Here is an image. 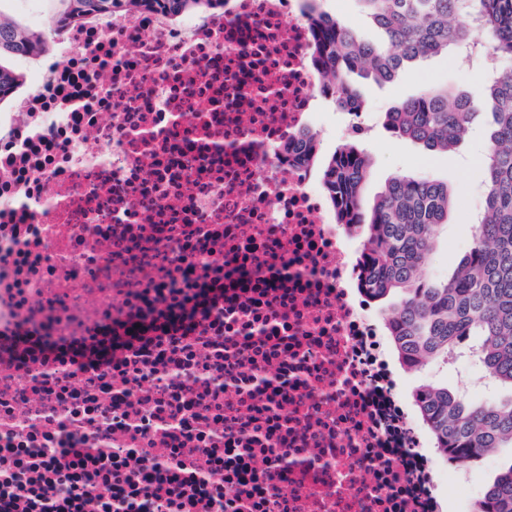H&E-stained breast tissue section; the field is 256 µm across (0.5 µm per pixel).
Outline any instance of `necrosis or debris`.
I'll use <instances>...</instances> for the list:
<instances>
[{
	"label": "necrosis or debris",
	"instance_id": "1",
	"mask_svg": "<svg viewBox=\"0 0 512 512\" xmlns=\"http://www.w3.org/2000/svg\"><path fill=\"white\" fill-rule=\"evenodd\" d=\"M307 10L86 15L0 113V512H466L282 148Z\"/></svg>",
	"mask_w": 512,
	"mask_h": 512
}]
</instances>
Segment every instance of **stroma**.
Returning <instances> with one entry per match:
<instances>
[{
  "mask_svg": "<svg viewBox=\"0 0 512 512\" xmlns=\"http://www.w3.org/2000/svg\"><path fill=\"white\" fill-rule=\"evenodd\" d=\"M319 6L351 27L358 39L384 40L383 31L365 18L356 0H319ZM488 67L512 72V59L491 53L486 57L485 67L463 71L457 68L451 55L441 53L414 62L395 81L386 84L357 73L348 76L350 85L362 101L365 123L364 134L354 140L371 161V175L363 189L365 203H373L388 182L400 175L420 176L448 185L451 195L448 222L439 227L436 246L427 262L428 273L438 281L451 277L471 243L474 216L482 207L485 190L484 158L493 130V118L490 113H481L462 142L448 153L437 154L413 140L393 135L386 125V114L429 85L445 86L454 92L473 91L482 84L484 70ZM318 112L321 135L312 170L319 176L335 151L352 139L346 133L349 115L338 111L332 101H321ZM432 381L465 391L476 401L494 395L481 365L469 354L448 366H436L422 373H406L403 379L405 400H412L419 385Z\"/></svg>",
  "mask_w": 512,
  "mask_h": 512,
  "instance_id": "obj_1",
  "label": "stroma"
}]
</instances>
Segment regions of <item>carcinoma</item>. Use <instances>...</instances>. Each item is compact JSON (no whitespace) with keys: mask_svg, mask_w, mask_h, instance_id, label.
Segmentation results:
<instances>
[{"mask_svg":"<svg viewBox=\"0 0 512 512\" xmlns=\"http://www.w3.org/2000/svg\"><path fill=\"white\" fill-rule=\"evenodd\" d=\"M51 32L25 25L0 8V103L25 85L26 74L8 59L43 56L71 22L91 13L103 17L140 0H58ZM173 14L215 6L221 0H154ZM383 28L389 44L357 41L345 23L311 5L317 61L325 82L320 92L344 112L362 111L347 81L357 70L380 82L393 81L405 64L490 37L487 48L512 58V0H357ZM479 17L476 27L462 15ZM493 107L495 130L484 163L486 209L470 248L453 276L431 281L425 272L437 227L447 223L448 184L414 176L389 181L370 212L362 190L368 156L355 144L340 146L321 177L337 221L364 234L363 282L372 302L392 293L399 301L385 316L387 336L407 370L417 372L458 351L470 336H482L477 357L490 382L507 385L505 399L471 402L448 386L426 384L414 401L438 453L451 465H468L500 448H512V73H501L481 93L452 94L430 86L388 113L396 136L447 152L467 134L476 111ZM473 512H512V463L500 470Z\"/></svg>","mask_w":512,"mask_h":512,"instance_id":"carcinoma-1","label":"carcinoma"}]
</instances>
